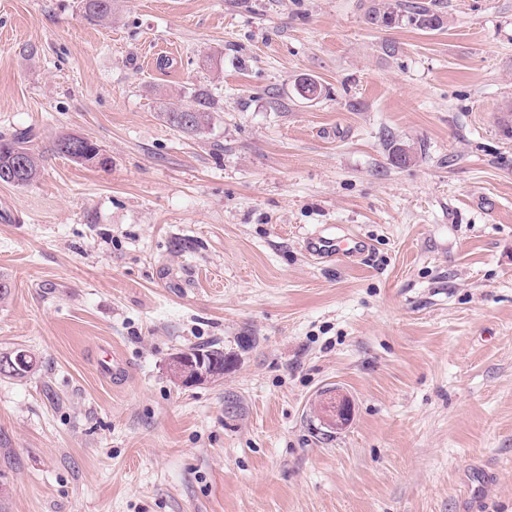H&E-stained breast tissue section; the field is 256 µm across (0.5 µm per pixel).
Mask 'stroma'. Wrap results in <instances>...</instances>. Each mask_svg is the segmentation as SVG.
Here are the masks:
<instances>
[{"label": "stroma", "instance_id": "obj_1", "mask_svg": "<svg viewBox=\"0 0 512 512\" xmlns=\"http://www.w3.org/2000/svg\"><path fill=\"white\" fill-rule=\"evenodd\" d=\"M115 3L0 0V135L46 155L0 184V353L39 365L0 378L7 512H512V0H439L437 30ZM198 89L190 136L164 114ZM330 235L368 251L308 253ZM208 344L223 378L182 387ZM80 5L83 17L90 23L112 20V0H81ZM193 107H176L165 112L166 122L173 128L187 134H203L211 125L214 118V102L204 91L194 94ZM76 148L73 150L72 147ZM55 153L66 156L73 163L84 165L90 162H98L101 165L107 163L103 157L101 147L93 140L74 133H62L53 142ZM102 155V157H101ZM326 420L331 426H342L350 417V405L347 399L336 396H330L324 405Z\"/></svg>", "mask_w": 512, "mask_h": 512}]
</instances>
